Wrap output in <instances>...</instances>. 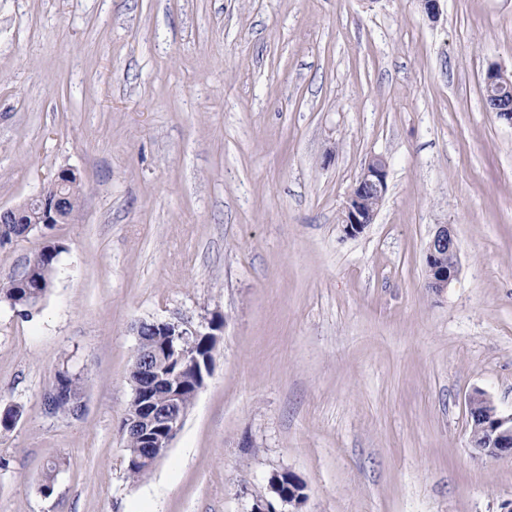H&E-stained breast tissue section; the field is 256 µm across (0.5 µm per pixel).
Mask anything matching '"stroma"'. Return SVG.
I'll list each match as a JSON object with an SVG mask.
<instances>
[{
  "instance_id": "stroma-1",
  "label": "stroma",
  "mask_w": 512,
  "mask_h": 512,
  "mask_svg": "<svg viewBox=\"0 0 512 512\" xmlns=\"http://www.w3.org/2000/svg\"><path fill=\"white\" fill-rule=\"evenodd\" d=\"M0 0V207L64 168L82 205L54 283L0 302V512H251L272 474L303 512H501L512 458L470 444L468 399L512 414V0ZM387 162L372 224L340 217ZM450 225L459 274L426 282ZM221 317L211 373L137 484L121 424L136 329ZM80 419H50L58 371ZM60 460L51 495L39 486ZM496 71L494 76L488 73L485 79V99L491 112L512 123V84L504 73ZM386 190L387 165L384 159L375 157L362 169L344 207L341 224L347 235L354 236L361 233L368 224H372L376 216V213L363 208L364 197L367 194L385 195ZM382 200L379 201L377 196H366L365 207L374 211L379 208ZM62 375L65 376L67 380V396L56 402L53 413V415L56 416H67L72 405L71 397L78 399L80 395L83 394L80 378L78 376L70 373L69 370H62L58 373L56 379Z\"/></svg>"
}]
</instances>
